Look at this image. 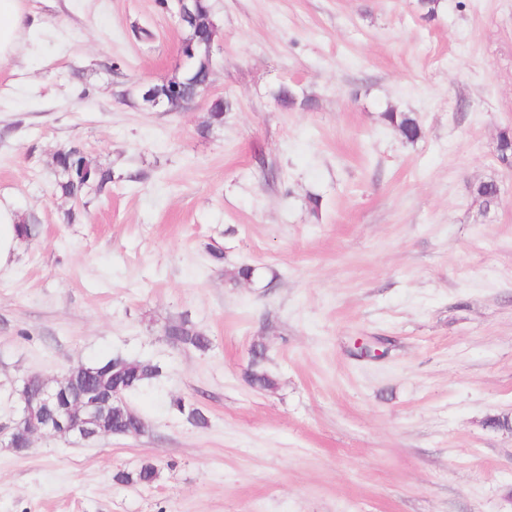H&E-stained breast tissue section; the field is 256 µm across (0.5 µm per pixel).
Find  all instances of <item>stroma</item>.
Returning <instances> with one entry per match:
<instances>
[{
    "instance_id": "stroma-1",
    "label": "stroma",
    "mask_w": 512,
    "mask_h": 512,
    "mask_svg": "<svg viewBox=\"0 0 512 512\" xmlns=\"http://www.w3.org/2000/svg\"><path fill=\"white\" fill-rule=\"evenodd\" d=\"M173 3L25 0L0 61V197L39 224L0 270V425L27 376L163 370L125 397L143 435L0 436V512H512V0H211L207 99L155 112L140 88L184 65ZM283 84L312 108L283 110ZM216 97L233 109L200 135ZM73 141L112 172L83 204L53 191ZM482 181L507 188L488 210ZM180 319L210 351L169 344ZM145 461L152 486L115 483ZM382 119L385 124L397 131L407 143H415L421 137V122L413 112H402L395 108H387L382 112ZM265 352L259 350L251 356L250 370L247 375L248 382L252 388L261 392H271L277 388V382L264 368Z\"/></svg>"
}]
</instances>
